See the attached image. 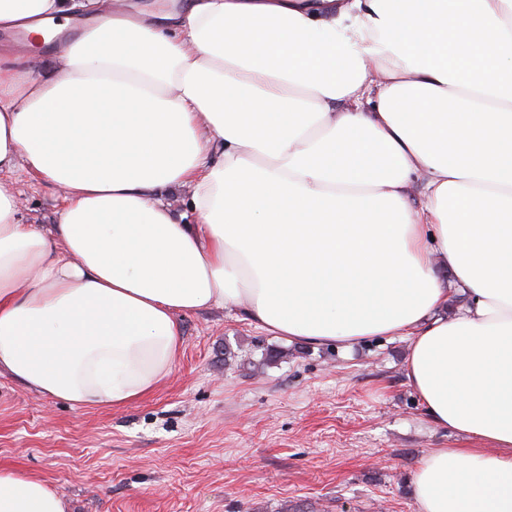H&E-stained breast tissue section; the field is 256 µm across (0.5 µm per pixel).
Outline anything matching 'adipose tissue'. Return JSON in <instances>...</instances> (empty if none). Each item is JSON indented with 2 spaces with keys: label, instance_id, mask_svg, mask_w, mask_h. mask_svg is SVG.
<instances>
[{
  "label": "adipose tissue",
  "instance_id": "adipose-tissue-1",
  "mask_svg": "<svg viewBox=\"0 0 512 512\" xmlns=\"http://www.w3.org/2000/svg\"><path fill=\"white\" fill-rule=\"evenodd\" d=\"M81 14L42 73L0 43V374L120 408L214 308L317 347L407 336L429 419L472 442L422 458L416 512H512V0H0V31ZM21 170L55 223H23ZM0 512L72 508L0 471Z\"/></svg>",
  "mask_w": 512,
  "mask_h": 512
}]
</instances>
